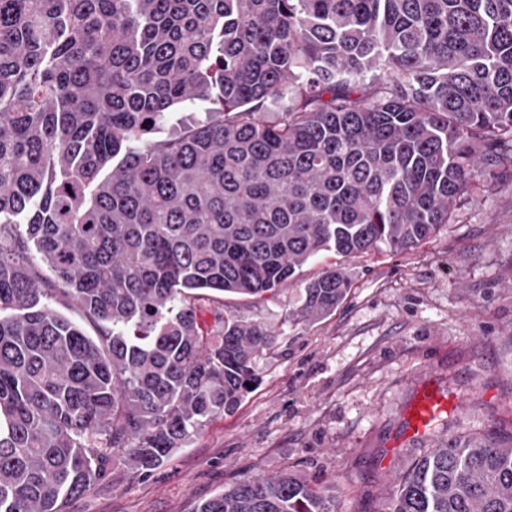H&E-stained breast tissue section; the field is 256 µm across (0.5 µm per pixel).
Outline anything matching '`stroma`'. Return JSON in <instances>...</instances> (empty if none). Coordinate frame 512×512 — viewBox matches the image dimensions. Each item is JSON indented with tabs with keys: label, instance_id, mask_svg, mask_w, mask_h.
<instances>
[{
	"label": "stroma",
	"instance_id": "1",
	"mask_svg": "<svg viewBox=\"0 0 512 512\" xmlns=\"http://www.w3.org/2000/svg\"><path fill=\"white\" fill-rule=\"evenodd\" d=\"M451 223L408 250L322 253L263 302L224 296L273 333L259 385L168 462L123 464L67 512H193L254 474L292 473L334 487L338 512H384L396 478L449 438L512 431V158L479 160ZM353 286L327 319L295 321L300 282L328 266ZM448 407L424 437L407 421L421 391Z\"/></svg>",
	"mask_w": 512,
	"mask_h": 512
}]
</instances>
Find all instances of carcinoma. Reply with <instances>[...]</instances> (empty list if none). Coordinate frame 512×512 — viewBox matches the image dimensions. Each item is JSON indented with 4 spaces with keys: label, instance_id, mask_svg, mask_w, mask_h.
<instances>
[{
    "label": "carcinoma",
    "instance_id": "carcinoma-1",
    "mask_svg": "<svg viewBox=\"0 0 512 512\" xmlns=\"http://www.w3.org/2000/svg\"><path fill=\"white\" fill-rule=\"evenodd\" d=\"M505 146L512 0H0V512H66L112 462L147 474L239 408L273 335L227 309L203 333L202 291L260 297L322 252L411 249ZM351 287L325 270L294 316ZM335 501L258 474L194 512ZM388 508L512 512V432L446 440Z\"/></svg>",
    "mask_w": 512,
    "mask_h": 512
}]
</instances>
